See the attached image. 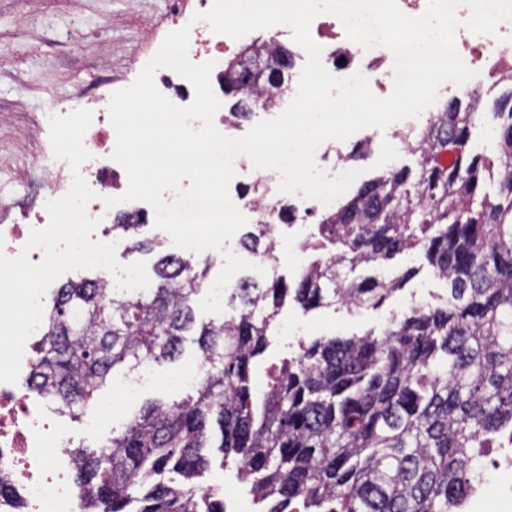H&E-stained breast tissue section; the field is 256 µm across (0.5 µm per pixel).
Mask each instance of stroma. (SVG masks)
I'll return each mask as SVG.
<instances>
[{
    "label": "stroma",
    "mask_w": 512,
    "mask_h": 512,
    "mask_svg": "<svg viewBox=\"0 0 512 512\" xmlns=\"http://www.w3.org/2000/svg\"><path fill=\"white\" fill-rule=\"evenodd\" d=\"M196 0H0V208L22 200L31 208L40 199L28 192L42 174L41 157L50 155L48 136L27 144L32 125L41 122L50 102L70 101L77 91L93 95L104 91L108 76H136L154 46L150 33L164 34L168 20L178 7H192ZM80 32L73 41L71 32ZM106 44L109 66H101L95 53L97 44ZM396 126L386 130L373 127L357 132L369 141L372 151L360 161L364 178L382 172L394 163L413 164L411 155L401 151ZM408 268L416 276L381 306L368 309H319L303 312L286 301L278 318L289 325H302L307 337L347 338L366 331L382 333L392 311H408L412 302L425 299L441 304L448 287L438 280L421 250L413 249L396 257L389 272L398 275ZM186 395L179 387L142 388L125 396L117 387L103 393L112 403L111 417L97 416L94 408L79 415L59 413L54 402L43 409L61 427L74 434H88L90 447L102 446L114 432L149 401H178Z\"/></svg>",
    "instance_id": "stroma-1"
}]
</instances>
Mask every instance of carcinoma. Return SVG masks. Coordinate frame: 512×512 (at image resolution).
Wrapping results in <instances>:
<instances>
[{
    "instance_id": "obj_1",
    "label": "carcinoma",
    "mask_w": 512,
    "mask_h": 512,
    "mask_svg": "<svg viewBox=\"0 0 512 512\" xmlns=\"http://www.w3.org/2000/svg\"><path fill=\"white\" fill-rule=\"evenodd\" d=\"M282 50L245 45L224 63V105L244 121L274 106ZM446 102L408 148L415 167L362 183L324 214L314 248L330 257L288 282L251 278L231 290V321L197 322L207 268L167 254L156 287L108 295L63 284L47 309L27 389L71 415L96 404L120 371L174 363L190 342L208 367L195 395L153 402L102 450L77 452L80 512H224L200 479L211 449L251 480L262 512H450L473 461L512 426V89L494 102L497 158L471 147L479 112ZM465 150L451 166L438 155ZM255 218L244 244L266 246ZM424 251L448 286L377 336L321 337L256 396L251 365L286 297L304 311L377 308L412 276L350 279L406 249Z\"/></svg>"
}]
</instances>
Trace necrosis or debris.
Returning a JSON list of instances; mask_svg holds the SVG:
<instances>
[{"label": "necrosis or debris", "mask_w": 512, "mask_h": 512, "mask_svg": "<svg viewBox=\"0 0 512 512\" xmlns=\"http://www.w3.org/2000/svg\"><path fill=\"white\" fill-rule=\"evenodd\" d=\"M460 26L454 45L465 64L480 71L485 77L484 86L464 84L455 86L444 83L438 90L439 100L458 98L478 99L483 91L512 82V19L501 21L493 35L476 34L468 30L465 22L470 15L467 6L456 11ZM173 29L188 28V55L191 61H214L213 78H220L224 71V58L234 52L239 43L223 34L214 33L204 20H193L191 13L179 12L172 19ZM311 37L322 48V62L334 71L372 72L378 74L382 86L393 85V53L389 47L378 44L370 48L350 40L341 20L332 14L317 16L311 25ZM109 98L90 101L94 118L83 136V145L90 157L78 171H71L67 162L44 168L43 178L53 187L52 198L63 196L69 189L73 173L80 175L93 190H106L108 196L117 197L127 189L118 165L112 159L116 133L110 121ZM236 168L248 174L255 194L245 197L246 207L253 212L271 210L281 194L280 178L275 171L254 168L247 156H239ZM90 217L97 219L94 240L116 243L117 254L130 252L133 239L112 229L115 215L127 216L129 223L154 225L152 207L142 201H130L114 207L91 204L87 207ZM49 223L46 208L30 211L24 208L13 222L0 225V253L8 257L28 251L31 262L44 258L42 249H26L25 244L33 228H45ZM206 367L197 363L165 376L156 375L151 366L143 365L127 375L123 387L134 393L146 384L166 387H196L203 380ZM78 447L69 432L50 426L45 415L31 402L28 395L14 390L10 383L0 382V477H7L21 499L24 512H75L79 491L71 478V466L62 462L63 457H74ZM489 477H494L496 493H489L486 479L472 482L467 496L456 512H512V447L499 451V458L488 465Z\"/></svg>", "instance_id": "obj_1"}]
</instances>
